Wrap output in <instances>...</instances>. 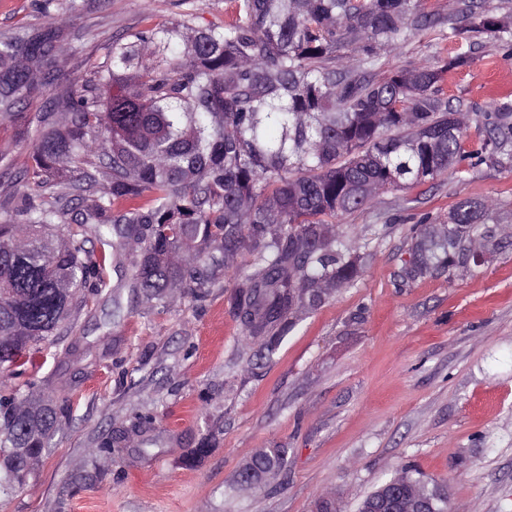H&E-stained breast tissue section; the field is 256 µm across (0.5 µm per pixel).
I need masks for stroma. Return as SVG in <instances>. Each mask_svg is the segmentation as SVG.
<instances>
[{
	"label": "stroma",
	"mask_w": 512,
	"mask_h": 512,
	"mask_svg": "<svg viewBox=\"0 0 512 512\" xmlns=\"http://www.w3.org/2000/svg\"><path fill=\"white\" fill-rule=\"evenodd\" d=\"M181 0H0V39L61 18L70 44L63 73L88 75L119 34L182 21ZM460 48L447 28L411 36L383 53L381 70L435 63ZM474 63L449 71L453 106L490 111L512 96V57L499 41L474 46ZM0 114V202L23 187L35 116ZM485 138L463 132L470 156L454 170L385 190L339 217L357 242L360 274L296 325L271 353L247 335L228 301L232 276L217 273L207 297L142 301L112 320L101 294L62 333L69 356L44 354L34 382L68 402L52 445L0 512H316L332 494L342 512L401 468L447 489L456 512H512V166L476 163ZM464 199L493 203L494 236L473 270L404 281L402 267L421 221L442 222ZM146 430L122 457L102 451L137 418ZM209 451L194 459L201 440ZM265 448L288 451V469L244 487L239 473Z\"/></svg>",
	"instance_id": "stroma-1"
}]
</instances>
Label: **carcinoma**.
<instances>
[{"mask_svg": "<svg viewBox=\"0 0 512 512\" xmlns=\"http://www.w3.org/2000/svg\"><path fill=\"white\" fill-rule=\"evenodd\" d=\"M447 21L450 36L497 38L512 56V28L473 0L448 4ZM437 24L424 0H234L222 25L188 13L113 39L93 77L72 79L54 103L64 121L32 139L26 191L0 211V372L35 367L108 286L109 261L132 294L159 305L174 290L207 296L224 266L248 335L275 351L296 309L358 277L353 245L326 219L446 174L464 159L473 120L489 156L512 146V101L464 112L444 95L448 71L473 63L469 51L372 74L382 51ZM61 38L48 22L0 40L1 113L55 79ZM347 51L357 66L336 64ZM76 195L85 206L70 224ZM491 207L465 199L448 223L416 231L406 278L467 267L469 248L490 238L481 224ZM245 251L252 260L240 266ZM56 419L0 381V496L26 483ZM287 463L288 449L264 451L255 480ZM401 475L442 512L443 487L410 467ZM389 483L358 512L381 507Z\"/></svg>", "mask_w": 512, "mask_h": 512, "instance_id": "obj_1", "label": "carcinoma"}]
</instances>
